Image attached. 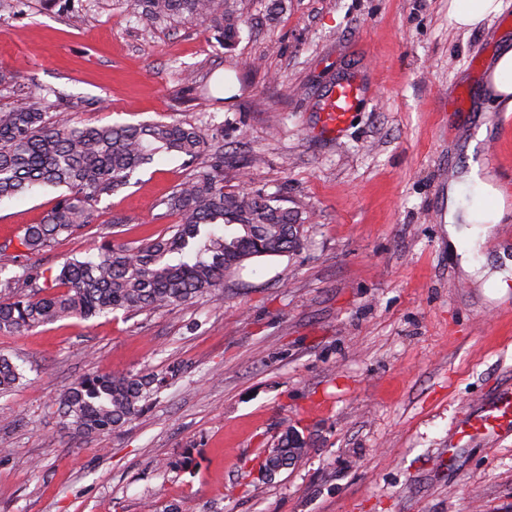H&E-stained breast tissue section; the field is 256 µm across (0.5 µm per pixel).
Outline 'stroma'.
<instances>
[{"mask_svg":"<svg viewBox=\"0 0 512 512\" xmlns=\"http://www.w3.org/2000/svg\"><path fill=\"white\" fill-rule=\"evenodd\" d=\"M241 0L221 48L207 25L140 29L101 0L78 16L0 0V107L37 88L84 101L94 125L177 120L218 131L224 188L286 200L301 247L247 265L194 302L133 317H77L0 353L26 378L0 397V512H512V436L453 446L457 423L512 387V277L502 297L465 274L448 243V186L471 166L502 192L472 262L512 258V114L490 99L512 46V0L469 32L448 0ZM365 91L334 137L316 130L338 79ZM190 175L165 156L95 206L93 224L27 262L58 270L104 236L141 244L177 223L159 200ZM58 189L0 203V245ZM120 224H113V217ZM179 377L106 434L53 408L92 373ZM308 447L268 479L263 449L285 428Z\"/></svg>","mask_w":512,"mask_h":512,"instance_id":"1","label":"stroma"}]
</instances>
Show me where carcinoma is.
Listing matches in <instances>:
<instances>
[{"label":"carcinoma","mask_w":512,"mask_h":512,"mask_svg":"<svg viewBox=\"0 0 512 512\" xmlns=\"http://www.w3.org/2000/svg\"><path fill=\"white\" fill-rule=\"evenodd\" d=\"M61 13L80 14L97 0H44ZM144 30L184 20L210 25L224 48L235 45L241 18L234 0H120ZM77 104L50 108L37 91L0 110V201L40 188H63L55 205L18 237L25 254L93 223L94 205L121 192L137 170L163 154L184 158L190 177L175 186L153 215L180 217L165 234L140 246L103 242L95 256L65 262L47 276L36 267L5 275L17 256L0 258V333L21 334L56 321L116 312L130 317L198 299L224 285L246 263L283 256L301 246L305 219L260 192L224 191V151L195 126L179 121L90 125L76 119ZM46 281L40 285V281ZM23 379L11 357L0 355V395ZM163 381L153 374H93L55 403L56 412L84 434L106 433L141 413ZM306 448L287 429L260 462L272 478Z\"/></svg>","instance_id":"obj_1"}]
</instances>
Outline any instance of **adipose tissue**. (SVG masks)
Wrapping results in <instances>:
<instances>
[{
  "instance_id": "adipose-tissue-1",
  "label": "adipose tissue",
  "mask_w": 512,
  "mask_h": 512,
  "mask_svg": "<svg viewBox=\"0 0 512 512\" xmlns=\"http://www.w3.org/2000/svg\"><path fill=\"white\" fill-rule=\"evenodd\" d=\"M503 6V0H449L448 16L460 29H471L478 23L497 16ZM468 180L475 182L480 199L491 201L492 206L485 212H477L475 207L460 208L458 200L463 188L459 182L448 187V240L450 243L468 241L471 249H479L485 238L474 221L481 220L490 224L498 223L504 214V200L493 181L469 174Z\"/></svg>"
}]
</instances>
